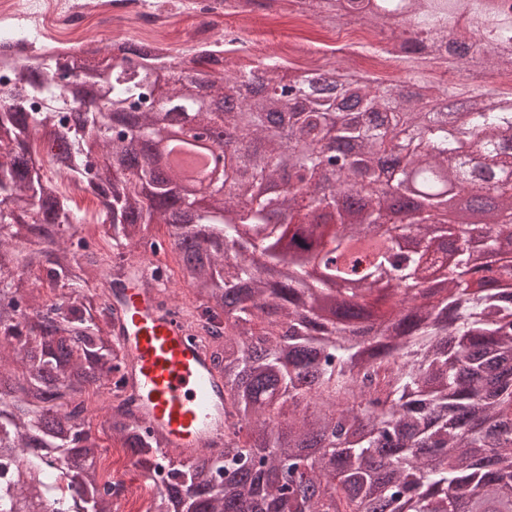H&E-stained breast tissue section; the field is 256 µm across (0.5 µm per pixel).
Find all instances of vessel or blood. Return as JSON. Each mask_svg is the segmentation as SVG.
<instances>
[{
	"mask_svg": "<svg viewBox=\"0 0 512 512\" xmlns=\"http://www.w3.org/2000/svg\"><path fill=\"white\" fill-rule=\"evenodd\" d=\"M153 261L128 259L120 287L104 286L114 334L127 354L120 399L130 400L140 425L162 434L185 458L219 456L224 448V378L206 340L192 338L185 308Z\"/></svg>",
	"mask_w": 512,
	"mask_h": 512,
	"instance_id": "vessel-or-blood-1",
	"label": "vessel or blood"
}]
</instances>
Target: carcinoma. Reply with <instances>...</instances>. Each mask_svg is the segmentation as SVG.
I'll list each match as a JSON object with an SVG mask.
<instances>
[{
  "instance_id": "1",
  "label": "carcinoma",
  "mask_w": 512,
  "mask_h": 512,
  "mask_svg": "<svg viewBox=\"0 0 512 512\" xmlns=\"http://www.w3.org/2000/svg\"><path fill=\"white\" fill-rule=\"evenodd\" d=\"M321 18L353 15L355 0H302ZM415 45L440 53L428 34L463 11L488 34L496 57L512 62V19L484 0H410ZM149 51L131 48L95 66L75 59L59 81L52 64L19 72L0 95V370L22 395L0 398V467L22 466L0 485V512L19 498L41 512H69L48 458L78 454L92 473L76 512H112L83 394L112 393L126 354L112 315L86 294L80 272L93 252L73 251L85 225L64 183L82 182L101 204L97 226L115 251L164 224L179 274L196 296V319L215 345L230 417L224 447L175 463L164 439L145 430L125 402L103 425L160 478L147 512H512V111L488 90L468 95L467 112L431 126L435 99L379 82L343 84L345 97L312 92L310 78L284 81L266 60L248 74H224V57L195 54L153 80ZM201 76L207 93L183 73ZM264 91L239 111L211 102L241 81ZM185 109L204 126L240 133L243 173L206 206L160 178L131 143L164 130ZM418 136L398 139L402 127ZM97 135L102 162H90ZM356 141L357 161L326 167L323 153ZM53 155L41 172V150ZM479 149L493 187L484 212L487 244L467 236L453 261L430 215L386 223L389 193L373 169L403 155L392 190L430 188V211L445 206L433 188L460 181L459 159ZM294 171L299 192L266 195L259 184ZM348 193L366 197L349 221L328 229L312 208H336ZM321 262L334 288L309 279ZM67 293L57 298L56 293Z\"/></svg>"
}]
</instances>
